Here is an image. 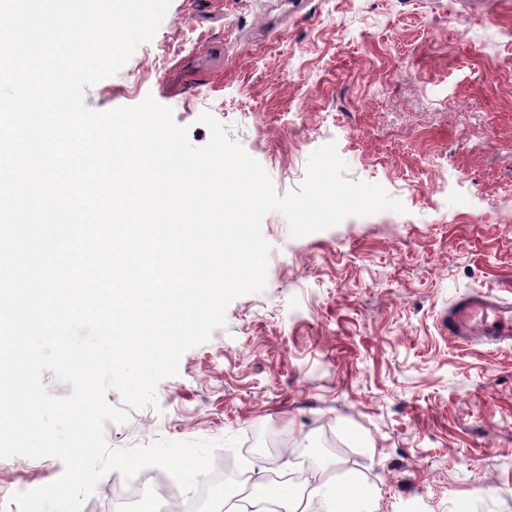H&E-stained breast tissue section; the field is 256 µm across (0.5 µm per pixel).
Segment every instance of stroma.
Instances as JSON below:
<instances>
[{"instance_id": "1", "label": "stroma", "mask_w": 512, "mask_h": 512, "mask_svg": "<svg viewBox=\"0 0 512 512\" xmlns=\"http://www.w3.org/2000/svg\"><path fill=\"white\" fill-rule=\"evenodd\" d=\"M153 98L205 145L210 113L269 173L298 189L310 154L336 143L349 181L403 202L291 237L269 213L263 291L183 354L156 402L104 429L110 447L218 441L214 471H300L304 485L359 486L376 512H512V345L466 346L443 327L475 291L512 299V0H170L152 40L86 88L104 112ZM240 437L237 449L221 439ZM64 470L0 458L8 492ZM158 512L201 499L157 466L108 472L82 512Z\"/></svg>"}]
</instances>
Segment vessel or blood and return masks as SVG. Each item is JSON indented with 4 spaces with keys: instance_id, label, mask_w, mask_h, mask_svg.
<instances>
[{
    "instance_id": "obj_1",
    "label": "vessel or blood",
    "mask_w": 512,
    "mask_h": 512,
    "mask_svg": "<svg viewBox=\"0 0 512 512\" xmlns=\"http://www.w3.org/2000/svg\"><path fill=\"white\" fill-rule=\"evenodd\" d=\"M449 335L465 342H512V302L487 292H475L451 302L444 320Z\"/></svg>"
}]
</instances>
